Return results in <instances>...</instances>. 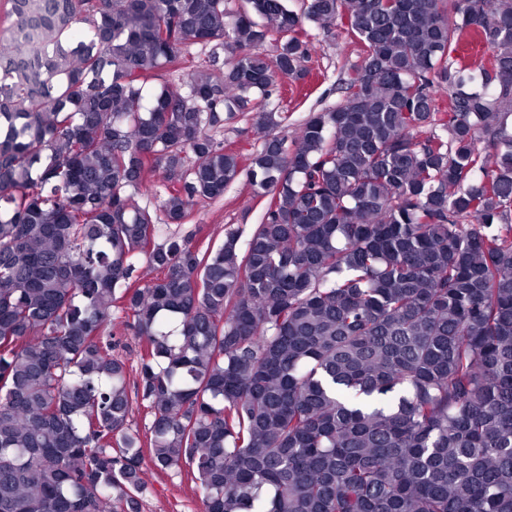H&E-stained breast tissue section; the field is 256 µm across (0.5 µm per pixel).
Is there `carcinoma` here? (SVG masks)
I'll use <instances>...</instances> for the list:
<instances>
[{
  "mask_svg": "<svg viewBox=\"0 0 512 512\" xmlns=\"http://www.w3.org/2000/svg\"><path fill=\"white\" fill-rule=\"evenodd\" d=\"M242 2L4 0L0 512H143L145 448L203 512H512V0ZM343 19L342 102L242 166ZM242 177L246 240L154 243ZM150 185L147 189H143L142 194L138 197V202L141 206H149L155 208L159 204V194L163 189V184L167 181V174L165 170L159 169L153 172L150 176ZM116 340L118 341V346L112 354L117 355L119 353L126 360L130 371L133 368V372L130 374V379L132 380L135 374V367H137L140 341L131 330L119 332L116 335Z\"/></svg>",
  "mask_w": 512,
  "mask_h": 512,
  "instance_id": "1",
  "label": "carcinoma"
}]
</instances>
